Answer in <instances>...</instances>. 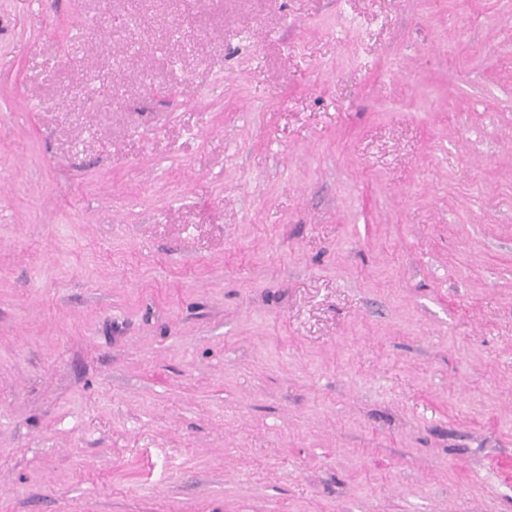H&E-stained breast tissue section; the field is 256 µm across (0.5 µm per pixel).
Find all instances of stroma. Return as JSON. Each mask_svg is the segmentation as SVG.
Segmentation results:
<instances>
[{"mask_svg": "<svg viewBox=\"0 0 512 512\" xmlns=\"http://www.w3.org/2000/svg\"><path fill=\"white\" fill-rule=\"evenodd\" d=\"M0 512H512V0H0Z\"/></svg>", "mask_w": 512, "mask_h": 512, "instance_id": "obj_1", "label": "stroma"}]
</instances>
